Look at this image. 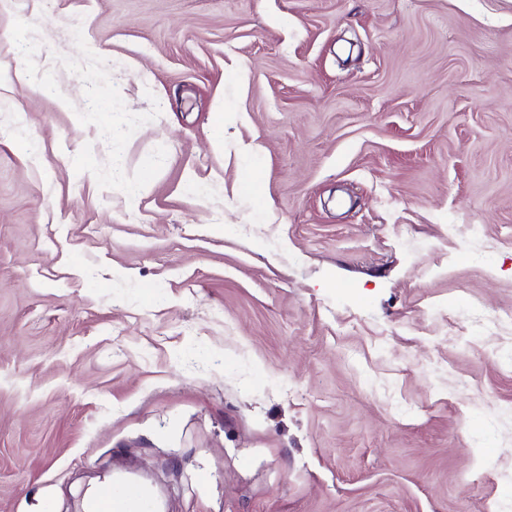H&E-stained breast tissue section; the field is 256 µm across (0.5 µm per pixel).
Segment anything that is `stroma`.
I'll return each instance as SVG.
<instances>
[{
  "mask_svg": "<svg viewBox=\"0 0 512 512\" xmlns=\"http://www.w3.org/2000/svg\"><path fill=\"white\" fill-rule=\"evenodd\" d=\"M504 312L512 0L0 8V512H512ZM100 484L102 483L87 490L83 496L84 507L94 496L90 509L87 512L155 511L154 502L145 489L128 484L119 486L112 483V481Z\"/></svg>",
  "mask_w": 512,
  "mask_h": 512,
  "instance_id": "35a3bbf8",
  "label": "stroma"
}]
</instances>
